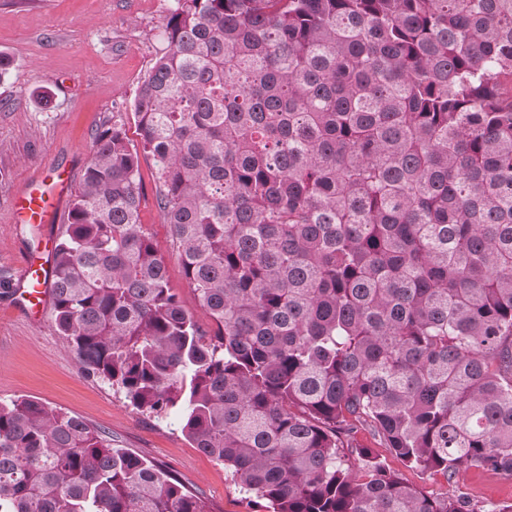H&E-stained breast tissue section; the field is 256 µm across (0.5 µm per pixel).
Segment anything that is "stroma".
Masks as SVG:
<instances>
[{"label": "stroma", "mask_w": 512, "mask_h": 512, "mask_svg": "<svg viewBox=\"0 0 512 512\" xmlns=\"http://www.w3.org/2000/svg\"><path fill=\"white\" fill-rule=\"evenodd\" d=\"M170 6L171 0H0V54L14 65L0 79V402L32 397L77 415L113 446L159 463L201 491L211 512H249L223 465L182 434L177 410L163 418L139 414L121 392L82 374L51 310L21 300L17 288L25 259H32L33 275H41L62 227L15 223L13 197L32 176L64 169L70 181L62 208L70 210L101 130L123 127L130 145H138L133 101L166 46ZM140 173V221L166 259L171 287L210 329L157 204L150 157L141 156ZM381 457L428 491L461 495L476 505L512 503V478L495 472L470 468L449 484L404 468L389 452Z\"/></svg>", "instance_id": "35a3bbf8"}]
</instances>
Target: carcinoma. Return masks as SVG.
Segmentation results:
<instances>
[{"mask_svg":"<svg viewBox=\"0 0 512 512\" xmlns=\"http://www.w3.org/2000/svg\"><path fill=\"white\" fill-rule=\"evenodd\" d=\"M166 48L52 249L81 369L265 512H512V0H172ZM184 278L139 222L140 154ZM0 512H209L83 420L0 402ZM356 440L362 445H368L381 455L389 468L401 472L411 483L422 486L430 492L461 495L476 505L512 503V478L495 472L469 468L462 472L456 482L447 484L441 476H431L418 471L409 470L386 448H380L371 436L364 431L356 434Z\"/></svg>","mask_w":512,"mask_h":512,"instance_id":"1","label":"carcinoma"}]
</instances>
